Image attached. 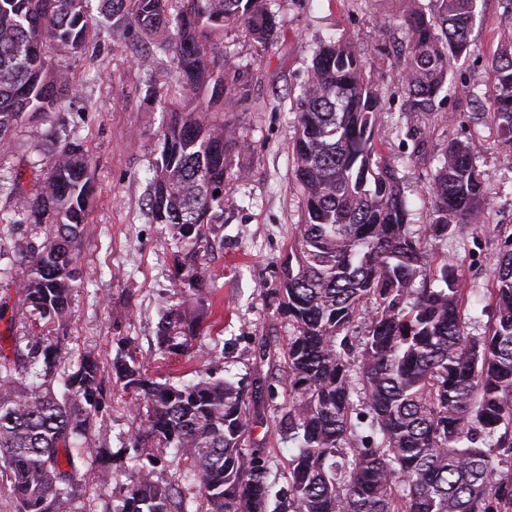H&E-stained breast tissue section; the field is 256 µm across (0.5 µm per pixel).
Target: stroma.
Wrapping results in <instances>:
<instances>
[{
    "mask_svg": "<svg viewBox=\"0 0 512 512\" xmlns=\"http://www.w3.org/2000/svg\"><path fill=\"white\" fill-rule=\"evenodd\" d=\"M404 0H273L271 9L286 32L263 58L238 31L225 29L224 53L249 72V99L219 116L248 144L228 157L231 176L224 185V216L213 225L212 248L205 256L217 332L197 338L193 353L162 359L155 333L160 312L173 294L179 244L170 226L152 222L147 194L162 129L171 114L146 92V72L171 70L169 57L157 55L151 68L140 57L145 45L124 25L103 19L101 36L79 56L55 55L54 67L68 70L75 98L59 119L58 137L50 125L24 120L10 150L0 155V174L30 171L48 162L64 142L81 144L92 166L95 196L80 242L81 280L74 289L65 328L48 337H63L62 367H74L85 354L100 363L102 419L97 444L111 456L112 478L94 488L98 502L123 493L131 473L126 460L130 436L139 424L113 371L120 346L144 357L145 367L161 380L190 379L207 372L258 394V417L250 423L247 448L270 451L284 469L296 451L277 430L281 408L289 398L288 381L275 365L260 362L262 344L284 352L293 327L275 311L272 290L278 287L282 257L302 200L292 187L289 148L295 115L288 92L306 77L315 50L333 36H353L363 64L385 107L375 118L384 156L397 169L414 227L428 224L427 183L449 141L471 146L489 196L481 223L456 225L452 234L422 243L428 269L444 262L459 266L469 302L463 311L467 332L477 336L490 323L489 299L500 254L512 245V165L498 128L490 117L493 74L489 62L497 50L496 33L512 27V0H477L469 46L450 64L451 90L437 107L438 118L416 119L382 55L401 37L388 24L401 15ZM452 122H445V115ZM423 140L415 151V140ZM26 224H0V336L21 335L28 313L19 302V272L13 271V245L28 237Z\"/></svg>",
    "mask_w": 512,
    "mask_h": 512,
    "instance_id": "stroma-1",
    "label": "stroma"
}]
</instances>
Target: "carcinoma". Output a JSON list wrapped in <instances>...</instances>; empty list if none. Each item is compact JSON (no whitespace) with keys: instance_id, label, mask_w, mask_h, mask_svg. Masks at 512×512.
<instances>
[{"instance_id":"cac0c4a2","label":"carcinoma","mask_w":512,"mask_h":512,"mask_svg":"<svg viewBox=\"0 0 512 512\" xmlns=\"http://www.w3.org/2000/svg\"><path fill=\"white\" fill-rule=\"evenodd\" d=\"M90 0H0V151L24 119L47 120L76 95L48 53L83 54ZM105 14L171 57L161 106L173 113L149 182L153 222L182 243L177 301L157 324L161 354L185 355L206 331L210 289L201 258L210 225L224 214L226 157L243 142L216 120L211 103L174 99L203 88L238 107L245 73L224 66L214 38L227 27L262 57L281 28L267 0H100ZM476 0H435L403 15L404 41L386 57L417 118L435 112L448 90L450 61L466 52ZM490 62L492 114L512 148V30L497 33ZM292 174L302 198L277 289L279 313L294 328L283 358L291 403L279 431L297 443L286 484L270 479V458L244 448L250 406L241 388L201 377L158 382L132 351L112 362L136 395L140 427L131 435L136 477L106 512H512V250L502 253L482 336L465 332L462 273L444 263L427 272L421 240L477 224L488 208L481 173L463 141L448 143L426 193L430 222L413 229L401 179L374 139L383 99L352 39L316 50L293 95ZM15 203L0 223L29 224L44 240L15 246L19 284L32 316L12 345H0V500L11 512H95L90 491L111 471L96 445L102 409L97 360L59 368L62 342L45 330L67 321L80 277L76 246L88 223L95 183L88 157L70 142L32 174L9 177ZM421 287H415L416 280ZM371 306L366 334L351 344L356 318ZM171 448L181 483L156 479L145 448Z\"/></svg>"}]
</instances>
